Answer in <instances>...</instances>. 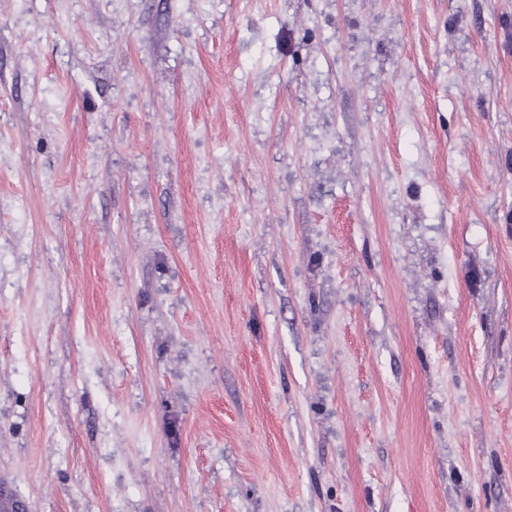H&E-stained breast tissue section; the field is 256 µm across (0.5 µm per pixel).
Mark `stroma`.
<instances>
[{
  "label": "stroma",
  "mask_w": 512,
  "mask_h": 512,
  "mask_svg": "<svg viewBox=\"0 0 512 512\" xmlns=\"http://www.w3.org/2000/svg\"><path fill=\"white\" fill-rule=\"evenodd\" d=\"M0 483L512 512V0H0Z\"/></svg>",
  "instance_id": "1"
}]
</instances>
